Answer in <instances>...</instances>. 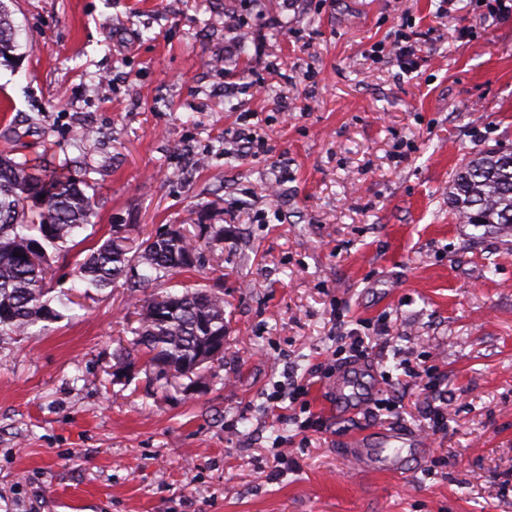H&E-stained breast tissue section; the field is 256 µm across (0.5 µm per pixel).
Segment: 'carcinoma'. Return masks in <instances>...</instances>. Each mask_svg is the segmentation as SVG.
Returning a JSON list of instances; mask_svg holds the SVG:
<instances>
[{"mask_svg":"<svg viewBox=\"0 0 512 512\" xmlns=\"http://www.w3.org/2000/svg\"><path fill=\"white\" fill-rule=\"evenodd\" d=\"M14 47L11 14L0 4V57ZM449 200L463 224L512 229V150H488L456 175ZM95 202L65 168L0 154V332L24 333L53 311L43 301L51 269L48 249L68 251L78 230L94 224ZM204 243L177 227L137 241L112 233L77 264L78 277L98 290L123 279L132 291L165 281L200 261L201 249L224 248V226L201 224ZM144 267L147 275L139 274ZM131 344L147 358L151 381L165 387L175 378H203L198 357L224 346V298L186 287L144 300Z\"/></svg>","mask_w":512,"mask_h":512,"instance_id":"1","label":"carcinoma"}]
</instances>
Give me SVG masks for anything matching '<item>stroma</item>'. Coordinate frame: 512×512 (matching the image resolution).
Instances as JSON below:
<instances>
[{
  "mask_svg": "<svg viewBox=\"0 0 512 512\" xmlns=\"http://www.w3.org/2000/svg\"><path fill=\"white\" fill-rule=\"evenodd\" d=\"M0 1L17 30L0 152L67 164L98 212L51 259L58 318L0 334V512H512V230L458 223L448 200L469 158L512 149V16ZM401 33L425 44L409 71L388 53ZM191 221L232 237L148 291L223 296L224 363L161 388L127 352L135 294L74 270L113 225L142 240ZM339 309L394 412L330 404ZM425 370L447 433L399 475L348 463L361 432L426 433ZM290 378L307 393L271 407ZM309 416L322 430L300 432Z\"/></svg>",
  "mask_w": 512,
  "mask_h": 512,
  "instance_id": "stroma-1",
  "label": "stroma"
}]
</instances>
